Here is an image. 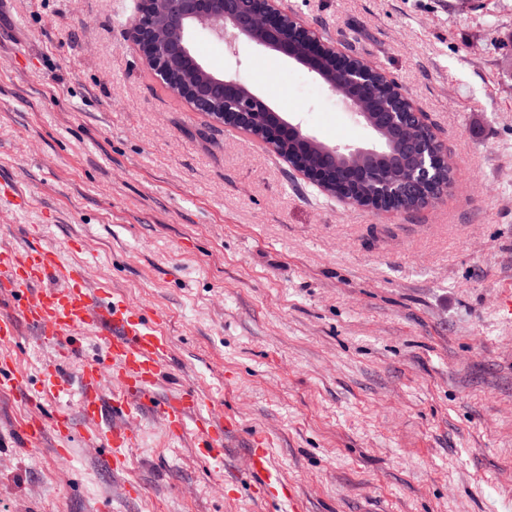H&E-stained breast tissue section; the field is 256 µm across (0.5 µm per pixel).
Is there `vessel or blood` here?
I'll list each match as a JSON object with an SVG mask.
<instances>
[{
    "label": "vessel or blood",
    "mask_w": 512,
    "mask_h": 512,
    "mask_svg": "<svg viewBox=\"0 0 512 512\" xmlns=\"http://www.w3.org/2000/svg\"><path fill=\"white\" fill-rule=\"evenodd\" d=\"M0 296L8 301L7 312L0 315L1 341L14 339L18 323L23 322L36 329L43 344L58 348L57 360L42 366L38 383L12 372L0 377V387H8L30 404L67 395L69 378L64 365L79 356L68 338L78 330L95 332L104 338L103 355L83 366L79 392L83 414L99 419L107 413L132 414L148 405L174 435L185 431L188 418H195L199 450L215 465H223L224 434L234 429V421L205 418L203 398L189 388L157 398L155 388L170 357L157 320L147 318L140 307L116 298L104 299L101 290L90 288L85 265L68 262L60 252L38 244L21 248L1 245ZM106 369L111 370L117 385L107 395L100 389ZM49 427L61 438L71 434L65 415H56L48 426L31 419L23 426L28 445H38ZM100 440L109 450L107 463L115 468L124 466L125 450L133 446L134 434L115 426L102 433ZM249 458L246 477L255 495L264 502L289 504L290 512H300L293 489L276 472L269 450L251 449Z\"/></svg>",
    "instance_id": "1"
}]
</instances>
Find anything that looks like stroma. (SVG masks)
Returning a JSON list of instances; mask_svg holds the SVG:
<instances>
[{
	"mask_svg": "<svg viewBox=\"0 0 512 512\" xmlns=\"http://www.w3.org/2000/svg\"><path fill=\"white\" fill-rule=\"evenodd\" d=\"M277 2L426 114L443 195L374 211L309 186L165 87L128 36L138 0H0V180L28 201L0 204V245L36 234L161 313L157 396L239 422L218 471L143 410L114 471V416L0 390V512H262L243 469L263 437L304 512H512V0ZM193 43L320 140L372 141L303 67ZM55 355L23 323L0 342L32 379ZM61 410L73 438L27 446ZM100 440L102 445L109 450V454L105 457L106 462L113 468H118L124 466L126 462L125 448H131L136 438L125 428L112 426L101 434Z\"/></svg>",
	"mask_w": 512,
	"mask_h": 512,
	"instance_id": "stroma-1",
	"label": "stroma"
}]
</instances>
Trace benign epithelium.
I'll return each instance as SVG.
<instances>
[{
    "label": "benign epithelium",
    "mask_w": 512,
    "mask_h": 512,
    "mask_svg": "<svg viewBox=\"0 0 512 512\" xmlns=\"http://www.w3.org/2000/svg\"><path fill=\"white\" fill-rule=\"evenodd\" d=\"M176 16L182 25L176 31L167 26V19ZM283 13L276 0H265V6L257 0H139L138 15L131 23L129 34L139 49L147 50V64L155 68L167 61L191 63L205 73L202 80L188 90L191 102L201 105L212 100H222L231 107L226 118L265 126L268 137L277 140L299 138L306 144L320 147L317 164L301 172L311 184L326 190L328 172H336L344 184V195L338 200L374 210H389L387 200L393 196L414 194L420 184L431 187L422 206H427L441 196L448 187L442 175H452L446 144L437 136L426 140L421 129L429 127L425 116L416 108H388L379 113L380 122L392 134V139L403 154L402 164L396 168H379L371 164V157L382 146L352 147L329 145L305 132L302 125L287 120L274 111L267 101L253 93L238 80L213 74L201 61L193 57L192 34L206 30L228 48L246 38L261 49L278 53L306 68L319 78L327 89L335 94L351 117L371 130L369 121L374 111L370 94L369 76L378 73L371 66H361L349 81L332 80L321 65L327 53L335 54L337 67L351 64L353 57L335 53V49L315 35L304 39L301 53L295 52L294 41L287 37L282 26ZM376 184V192L360 195L365 183Z\"/></svg>",
    "instance_id": "1"
}]
</instances>
